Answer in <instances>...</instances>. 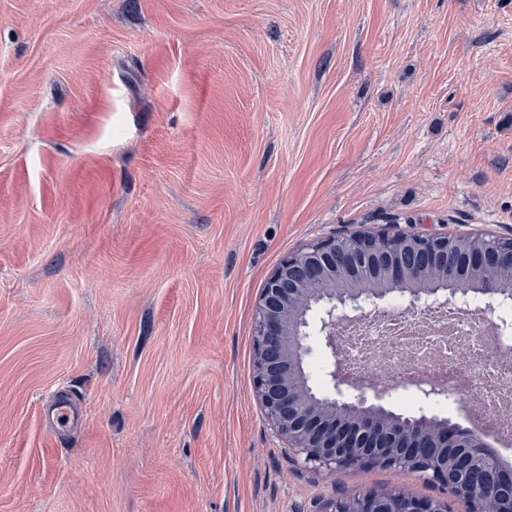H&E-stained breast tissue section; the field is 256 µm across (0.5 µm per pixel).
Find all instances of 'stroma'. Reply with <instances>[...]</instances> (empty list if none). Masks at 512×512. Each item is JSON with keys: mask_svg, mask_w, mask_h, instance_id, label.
I'll use <instances>...</instances> for the list:
<instances>
[{"mask_svg": "<svg viewBox=\"0 0 512 512\" xmlns=\"http://www.w3.org/2000/svg\"><path fill=\"white\" fill-rule=\"evenodd\" d=\"M356 231L512 238V0H0V512H469L257 395L267 280ZM439 502L406 490L383 497L378 491L355 494L334 502L327 512H442Z\"/></svg>", "mask_w": 512, "mask_h": 512, "instance_id": "35a3bbf8", "label": "stroma"}]
</instances>
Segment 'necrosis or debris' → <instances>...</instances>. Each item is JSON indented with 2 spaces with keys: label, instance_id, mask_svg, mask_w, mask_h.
Here are the masks:
<instances>
[{
  "label": "necrosis or debris",
  "instance_id": "obj_1",
  "mask_svg": "<svg viewBox=\"0 0 512 512\" xmlns=\"http://www.w3.org/2000/svg\"><path fill=\"white\" fill-rule=\"evenodd\" d=\"M343 374L370 392L390 378L432 380L451 396L479 392L476 426L512 444V353L500 352L499 330H486L482 311L455 301L405 316L380 313L336 327Z\"/></svg>",
  "mask_w": 512,
  "mask_h": 512
}]
</instances>
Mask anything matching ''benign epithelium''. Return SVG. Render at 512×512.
Segmentation results:
<instances>
[{
    "label": "benign epithelium",
    "mask_w": 512,
    "mask_h": 512,
    "mask_svg": "<svg viewBox=\"0 0 512 512\" xmlns=\"http://www.w3.org/2000/svg\"><path fill=\"white\" fill-rule=\"evenodd\" d=\"M362 232L345 237L322 240L286 256L266 282L256 309L254 385L256 392L274 422L278 433L305 463L329 471L348 470L359 466L407 468L415 460H425V475L447 485L448 464L437 457L439 448H466L463 464L470 468L484 466L489 453L479 432L450 423L437 433L414 439L411 458L391 452L403 444L395 429L383 430L377 420L362 411L367 401L363 389L345 397V384L340 359L336 352V324L353 312L396 311L430 308L441 301L443 292H423L414 283L436 260L441 261L451 277H458V267L450 260L453 249L448 237L421 235L413 243L414 262L404 264L396 259L403 235H373L372 247L362 250L357 242ZM500 238L482 236L478 248L469 253L468 262L484 268L490 279L485 287H495L489 260L496 254ZM364 265L391 283L389 297L360 299L336 297V290L358 265ZM329 350L328 371L331 386L327 394L333 398L328 415H321L309 400L288 382L290 373L305 367L313 352L311 321ZM471 512H512V497L505 499L487 492H466ZM327 512H442L439 502L406 490L384 497L378 491L355 494L334 502Z\"/></svg>",
    "instance_id": "obj_1"
}]
</instances>
